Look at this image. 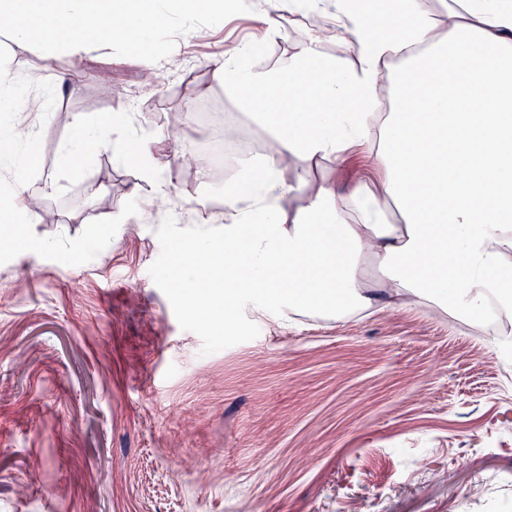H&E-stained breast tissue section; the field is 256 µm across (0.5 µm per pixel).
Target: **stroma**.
<instances>
[{"mask_svg":"<svg viewBox=\"0 0 512 512\" xmlns=\"http://www.w3.org/2000/svg\"><path fill=\"white\" fill-rule=\"evenodd\" d=\"M255 69L287 61L320 29L311 12L281 13ZM161 36L167 69L141 47L89 45L74 91L65 48L0 42L18 91L45 112H0V142L33 127L42 195L30 223L0 210V512H512V352L437 307L391 298L377 270L373 300L339 319L316 311L225 326L171 287L184 240L223 245L224 224L182 210L224 196L244 163L277 157L285 182L343 177L334 160L278 154L268 128L214 75L225 43L259 33L252 13L177 17ZM128 89L134 110L112 95ZM192 99L238 131L207 178L208 120L179 132L169 117ZM129 111L130 126L174 134L157 160L171 168L166 212L135 197V167L112 147L90 154L81 179L60 160L78 146L76 118L94 125ZM482 484L481 497L471 495Z\"/></svg>","mask_w":512,"mask_h":512,"instance_id":"35a3bbf8","label":"stroma"}]
</instances>
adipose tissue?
Returning <instances> with one entry per match:
<instances>
[{"label":"adipose tissue","instance_id":"ef3b65f1","mask_svg":"<svg viewBox=\"0 0 512 512\" xmlns=\"http://www.w3.org/2000/svg\"><path fill=\"white\" fill-rule=\"evenodd\" d=\"M262 0L258 17L317 11L331 33L353 51L343 68L323 52L322 37L306 34L288 62L257 70L249 43L227 46L214 76L270 126L283 151L304 160L346 164L362 151L368 165L358 177L316 184L296 176L303 204L285 218L279 200L288 187L276 161L249 165L224 186V244L204 240L187 248L208 254L204 286L187 282L201 303L224 299L225 319L246 305L280 315L317 310L350 314L368 306L361 282L369 264L392 296L452 310L474 322L489 303L512 316V0ZM145 29L165 22L158 0H17L0 8V35L23 44L34 31L58 34L71 56L84 39L69 29L79 20L112 45L135 40L125 21ZM446 35H439L440 26ZM401 59L388 72L392 59ZM389 80L387 106L377 99ZM481 108H474V99ZM86 148L114 145L117 163L140 170L134 195L163 201L167 167L152 156L153 137L128 134L126 121L108 116L80 127ZM30 125L14 126L11 150L0 163L11 177V221L28 223L33 210L24 182Z\"/></svg>","mask_w":512,"mask_h":512}]
</instances>
